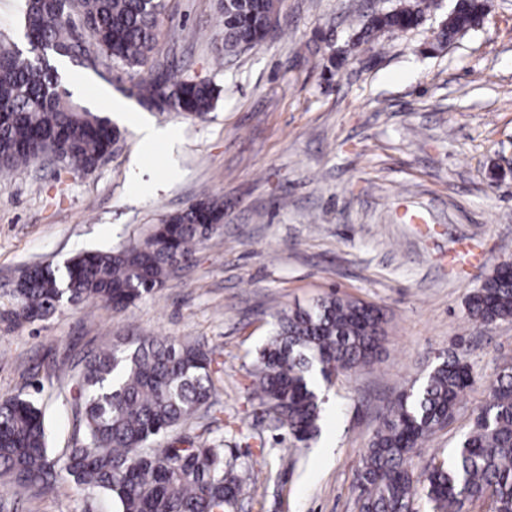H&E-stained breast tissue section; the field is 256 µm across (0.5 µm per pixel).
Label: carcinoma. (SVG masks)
<instances>
[{
    "instance_id": "1",
    "label": "carcinoma",
    "mask_w": 512,
    "mask_h": 512,
    "mask_svg": "<svg viewBox=\"0 0 512 512\" xmlns=\"http://www.w3.org/2000/svg\"><path fill=\"white\" fill-rule=\"evenodd\" d=\"M280 0H219L224 44L218 60L262 43L278 17ZM436 0H405L398 9L364 15L361 32L417 27ZM484 0H463L441 47L476 29ZM165 0H24L22 26L29 50L0 47V169L13 170L57 155L76 173L93 172L119 135L60 87L47 58L68 57L83 44L94 65L112 61L138 76L140 103L158 112L203 117L220 89L207 80L178 78L153 65L157 24ZM224 203L200 200L164 216L143 240L110 251L80 253L55 267H31L15 289V317L42 320L62 304L104 301L123 308L151 294L195 247L219 229ZM512 265L486 276L471 295V319L492 326L512 320ZM384 317L372 304L329 294L309 307L277 316L275 335L259 352L250 396L266 405L278 428L296 440L319 434L318 380L367 367L377 356ZM215 352L199 343L143 339L132 348L99 351L85 362L78 414L83 440L63 462L50 458L42 410L29 398L0 399V478L51 491L64 478L102 494L116 512H233L243 482L232 449L201 438L184 448L149 442L190 420L217 394ZM474 381L457 354L442 361L415 394L386 410L357 477L360 512H414L422 491L432 512H463L489 501L491 512H512V363L487 381L488 399L448 464L417 466L414 454L454 416Z\"/></svg>"
}]
</instances>
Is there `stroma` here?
Instances as JSON below:
<instances>
[{"instance_id": "35a3bbf8", "label": "stroma", "mask_w": 512, "mask_h": 512, "mask_svg": "<svg viewBox=\"0 0 512 512\" xmlns=\"http://www.w3.org/2000/svg\"><path fill=\"white\" fill-rule=\"evenodd\" d=\"M400 0H281L273 38L216 67L218 0H166L154 60L221 89L206 120L149 111L129 75L60 57L64 87L119 130L89 175L48 163L0 171V396L40 404L50 454L79 437L76 379L87 355L143 338L215 349L218 396L190 422L231 448L245 480L237 512H359L356 472L386 407L448 355L474 382L425 443L441 463L512 361V321L484 327L468 301L512 262V0H489L480 28L434 52L448 0L415 29L358 41L360 14ZM175 146L141 145L140 116ZM224 222L162 288L122 309L63 305L15 320L13 291L36 264L143 239L197 200ZM338 293L382 309L374 365L322 387L321 431L275 428L250 396L278 312ZM0 512H113L61 481L54 494L0 479Z\"/></svg>"}]
</instances>
